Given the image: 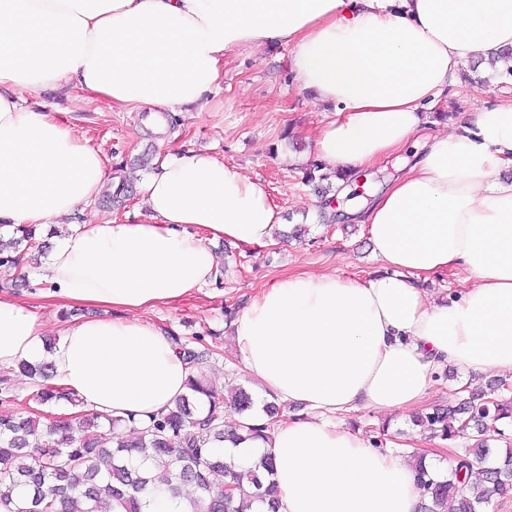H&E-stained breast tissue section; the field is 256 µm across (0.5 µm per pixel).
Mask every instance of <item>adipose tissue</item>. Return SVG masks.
<instances>
[{"instance_id": "1", "label": "adipose tissue", "mask_w": 512, "mask_h": 512, "mask_svg": "<svg viewBox=\"0 0 512 512\" xmlns=\"http://www.w3.org/2000/svg\"><path fill=\"white\" fill-rule=\"evenodd\" d=\"M271 44L290 47L296 86L323 112L313 143L328 168L354 174L420 150L366 207L381 271L291 274L237 316L248 374L305 405L246 456L272 458L278 512H421L413 461L336 417L417 409L446 367L512 377V97L428 117L464 63H512V0H0V231L67 224L43 296L102 310L64 321L49 348L35 306L0 294V370L49 361L79 412L141 422L185 394L190 369L142 313L201 292L210 241H272L281 208L223 160L169 151L135 183L146 219L68 224L121 179L27 102L50 86L200 108L228 58ZM450 270L465 288L432 298L421 278Z\"/></svg>"}]
</instances>
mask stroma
Returning <instances> with one entry per match:
<instances>
[{"mask_svg":"<svg viewBox=\"0 0 512 512\" xmlns=\"http://www.w3.org/2000/svg\"><path fill=\"white\" fill-rule=\"evenodd\" d=\"M291 51L267 46L229 60L224 82L207 97L204 110L170 112L163 130L144 123V113L114 108L90 95L72 103L62 92L47 90L40 101L45 111L90 139L110 170L143 177L140 158H157L172 148L203 151L267 186L273 203L284 210L285 229L303 225L301 239H275L265 246L213 243L220 279L181 303L147 312L151 322L181 337L200 335L213 357L211 380L225 388L255 389L257 382L243 368L235 332L225 323V310L245 308L257 293L283 277L298 273L336 272L344 278L366 279L380 271L364 226L345 213L348 199L339 186L320 192L303 180L307 166L317 163L310 134L321 114L301 95L289 67ZM512 96V80L479 76L448 90V109H472L474 102ZM344 424L368 439L392 448L405 443L415 452L436 450L442 461L452 460L459 442L423 432L410 415L379 413L362 408L344 415Z\"/></svg>","mask_w":512,"mask_h":512,"instance_id":"1","label":"stroma"}]
</instances>
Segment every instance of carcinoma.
Returning a JSON list of instances; mask_svg holds the SVG:
<instances>
[{"mask_svg":"<svg viewBox=\"0 0 512 512\" xmlns=\"http://www.w3.org/2000/svg\"><path fill=\"white\" fill-rule=\"evenodd\" d=\"M18 232L0 243V266L17 265L24 251L41 245L37 226ZM172 340L193 370L187 392L142 426L118 417L102 423L96 415L81 420L73 415L57 418L44 431L42 412L0 414V512H144L141 495L148 487L179 500L186 485L196 490L189 498L192 512H277L272 460L263 457L237 467L218 446L265 436L284 421L280 408L266 402L264 423L245 419L227 429L225 415H245L254 395L241 386L222 391L212 384L207 374L211 352L193 345L200 337L174 335ZM18 368L37 379V404L65 397L48 384L47 366L23 362ZM413 423L432 436L468 441L443 476L417 459V481L428 498L422 512H447L450 498L458 502V512H485L495 499L512 494V440L496 446L512 425L511 385L493 381L487 390H471L457 404L436 406ZM226 485L231 486L227 496Z\"/></svg>","mask_w":512,"mask_h":512,"instance_id":"obj_1","label":"carcinoma"}]
</instances>
